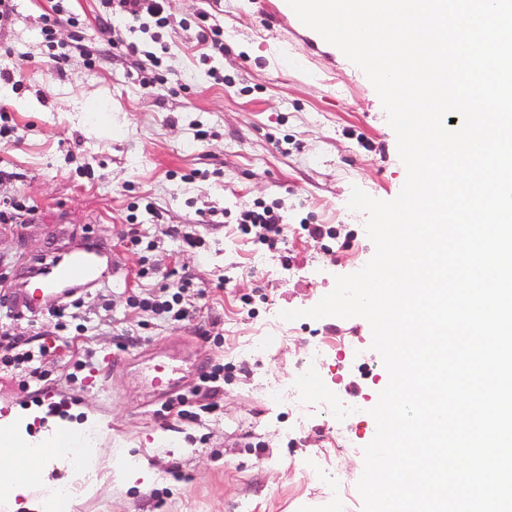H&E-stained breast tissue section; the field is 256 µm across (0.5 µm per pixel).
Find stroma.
Wrapping results in <instances>:
<instances>
[{"mask_svg":"<svg viewBox=\"0 0 512 512\" xmlns=\"http://www.w3.org/2000/svg\"><path fill=\"white\" fill-rule=\"evenodd\" d=\"M52 4L15 0L0 25V47L11 48L17 70L0 81V108L19 135L0 150V167L12 173L0 180V200L35 208L0 223V331L56 348L63 362L25 390L0 372V414L37 408L77 423L95 414L108 429L103 456L139 460L151 474L130 482L104 465L95 494H76L72 512H326L310 476L317 467L339 471L350 512H362L357 482L376 433L370 410L389 380L369 323L300 318L266 354L249 348L275 314L313 307L335 276L360 270L374 254L366 213L348 206L351 188L394 199L406 169L373 85L340 49L322 56L288 24L270 21L264 0H169L170 24L155 42L120 26L124 44L166 49L164 80L148 87L123 47L110 46L100 0H68L83 25L60 22L57 43L80 37L102 56L91 66L72 52L59 75L40 35ZM203 10L220 23L223 49L202 40ZM199 124L210 132L202 143L193 137ZM145 195L160 217L138 207ZM257 203L279 207L288 229L283 252L226 233ZM134 224L149 244L137 254L125 246ZM308 224L331 225L336 236L314 242ZM174 225L200 235L202 248L179 250L169 236ZM89 237L108 241L121 269H102L106 294L82 293L79 313L94 323L91 334L63 336L54 317L16 308L9 289L35 262ZM154 261L169 283L188 274L207 290L195 318L158 324L133 343L129 334L148 315L127 299L142 263ZM324 336L337 341L322 373L326 392L361 408L343 425L322 414L299 421L294 399L267 396L295 370L296 352ZM353 347L364 361L350 359ZM86 350L91 366L75 367ZM214 364L232 374L221 415L189 424L165 411Z\"/></svg>","mask_w":512,"mask_h":512,"instance_id":"stroma-1","label":"stroma"}]
</instances>
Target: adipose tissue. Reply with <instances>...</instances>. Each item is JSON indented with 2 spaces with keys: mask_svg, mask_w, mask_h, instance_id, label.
<instances>
[{
  "mask_svg": "<svg viewBox=\"0 0 512 512\" xmlns=\"http://www.w3.org/2000/svg\"><path fill=\"white\" fill-rule=\"evenodd\" d=\"M38 416L32 409L0 416V447L11 452L0 457V512H50L61 488L51 477L53 469L67 467L78 479L99 461L104 425L97 417L87 416L76 426L61 423L33 436L27 427Z\"/></svg>",
  "mask_w": 512,
  "mask_h": 512,
  "instance_id": "adipose-tissue-1",
  "label": "adipose tissue"
}]
</instances>
